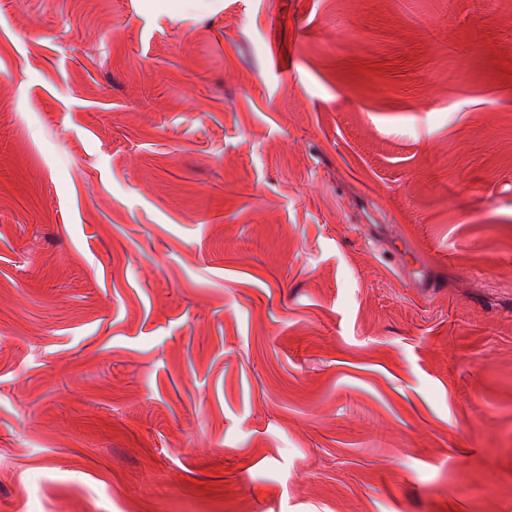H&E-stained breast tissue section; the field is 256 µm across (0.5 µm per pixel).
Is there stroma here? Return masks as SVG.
<instances>
[{"label": "stroma", "instance_id": "stroma-1", "mask_svg": "<svg viewBox=\"0 0 512 512\" xmlns=\"http://www.w3.org/2000/svg\"><path fill=\"white\" fill-rule=\"evenodd\" d=\"M0 512H512V8L0 0Z\"/></svg>", "mask_w": 512, "mask_h": 512}]
</instances>
